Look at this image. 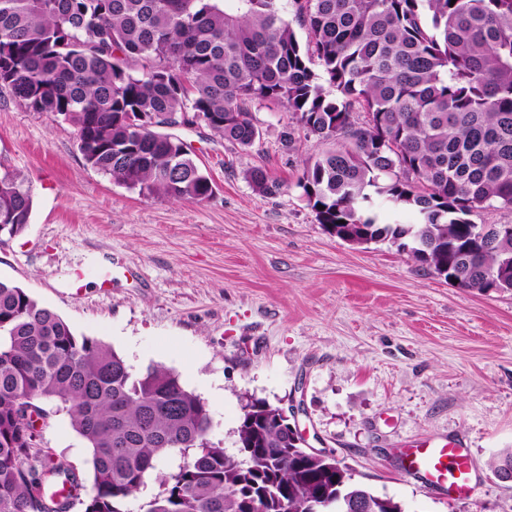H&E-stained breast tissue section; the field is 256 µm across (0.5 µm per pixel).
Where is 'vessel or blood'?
<instances>
[{"label":"vessel or blood","instance_id":"obj_1","mask_svg":"<svg viewBox=\"0 0 512 512\" xmlns=\"http://www.w3.org/2000/svg\"><path fill=\"white\" fill-rule=\"evenodd\" d=\"M406 473L430 490L448 496L472 491L477 477L474 463L458 439H426L405 452Z\"/></svg>","mask_w":512,"mask_h":512}]
</instances>
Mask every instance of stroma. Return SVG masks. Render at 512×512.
I'll return each mask as SVG.
<instances>
[{
    "mask_svg": "<svg viewBox=\"0 0 512 512\" xmlns=\"http://www.w3.org/2000/svg\"><path fill=\"white\" fill-rule=\"evenodd\" d=\"M253 115L263 137L246 152L205 126L176 129L214 193L174 201L92 169L72 126L0 89V171L24 174L34 199L26 230L0 241V279L133 370L178 372L228 453L248 399L284 409L296 399L309 444L405 512H512V479L494 468L512 449V291L461 289L390 243L329 234L296 186L321 143L299 132L284 148L287 112ZM250 167L282 191L255 193ZM91 265L111 272V286L91 278L71 295L70 273ZM42 408L45 450L91 485L90 452L67 413ZM429 437L465 442L474 490L449 498L405 474V448Z\"/></svg>",
    "mask_w": 512,
    "mask_h": 512,
    "instance_id": "obj_1",
    "label": "stroma"
}]
</instances>
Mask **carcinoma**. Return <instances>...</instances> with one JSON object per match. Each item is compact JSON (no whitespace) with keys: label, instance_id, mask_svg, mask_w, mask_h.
Instances as JSON below:
<instances>
[{"label":"carcinoma","instance_id":"obj_1","mask_svg":"<svg viewBox=\"0 0 512 512\" xmlns=\"http://www.w3.org/2000/svg\"><path fill=\"white\" fill-rule=\"evenodd\" d=\"M296 20L304 46L280 0H0V89L71 124L91 168L172 200L213 185L159 126L193 113L247 151L263 135L251 106L280 107L327 145L296 182L327 232L387 241L460 288L512 291V233L487 242L470 220L512 211V0H296ZM244 179L261 195L283 187L258 167ZM375 195L420 222L378 223ZM32 208L27 179L0 172V237L24 232ZM41 402L85 441L90 490L43 450ZM210 428L177 372H133L0 280V512H128L173 454L183 462L143 512H404L310 452L278 406L243 407L236 455Z\"/></svg>","mask_w":512,"mask_h":512}]
</instances>
